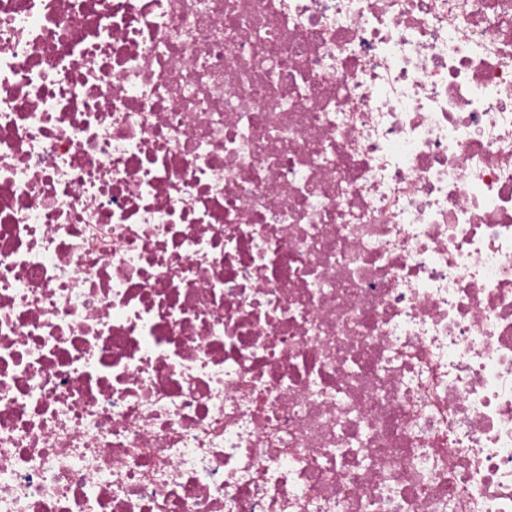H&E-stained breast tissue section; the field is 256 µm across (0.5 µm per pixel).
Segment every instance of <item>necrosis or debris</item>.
<instances>
[{"label": "necrosis or debris", "instance_id": "necrosis-or-debris-1", "mask_svg": "<svg viewBox=\"0 0 512 512\" xmlns=\"http://www.w3.org/2000/svg\"><path fill=\"white\" fill-rule=\"evenodd\" d=\"M0 512H512V0H0Z\"/></svg>", "mask_w": 512, "mask_h": 512}]
</instances>
